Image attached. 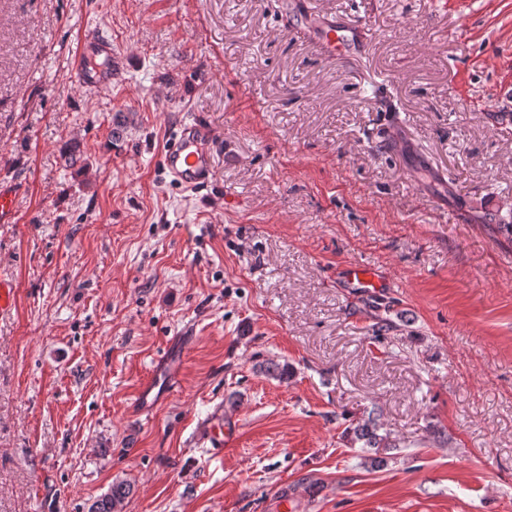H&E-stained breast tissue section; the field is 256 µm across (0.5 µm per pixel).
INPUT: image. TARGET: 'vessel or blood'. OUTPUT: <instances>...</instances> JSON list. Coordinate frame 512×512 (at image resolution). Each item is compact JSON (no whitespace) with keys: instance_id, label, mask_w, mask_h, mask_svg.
Segmentation results:
<instances>
[{"instance_id":"1","label":"vessel or blood","mask_w":512,"mask_h":512,"mask_svg":"<svg viewBox=\"0 0 512 512\" xmlns=\"http://www.w3.org/2000/svg\"><path fill=\"white\" fill-rule=\"evenodd\" d=\"M366 27L344 18L323 17L318 32V46L324 54L332 55L345 50L362 52L367 44ZM121 61L112 50L111 39L102 32L84 35L78 43L73 75L86 88L98 89L111 86ZM211 133L202 123L193 121L179 125L165 148L161 164L163 170L180 187L195 188L205 183L212 169L209 147ZM336 278L343 287L360 295L380 292L387 285L383 273L374 267L355 264L340 266ZM169 357H162L152 375L139 386L133 402L135 413H144L158 407L174 390L169 369ZM237 419L218 417L204 429V435L212 447L214 456H222L226 449L235 446L238 439Z\"/></svg>"}]
</instances>
